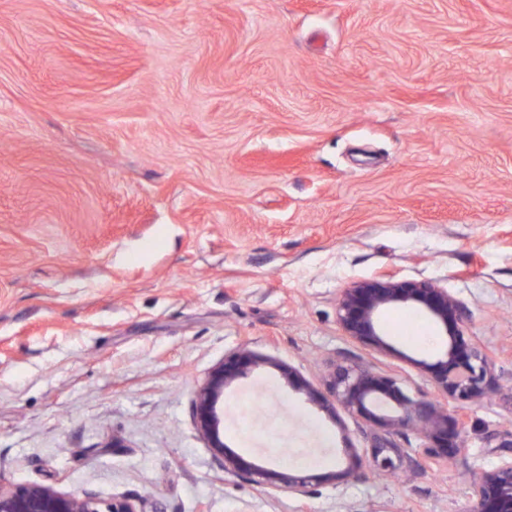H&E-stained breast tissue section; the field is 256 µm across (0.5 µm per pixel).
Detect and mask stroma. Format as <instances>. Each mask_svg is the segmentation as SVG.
<instances>
[{
	"label": "stroma",
	"instance_id": "stroma-1",
	"mask_svg": "<svg viewBox=\"0 0 512 512\" xmlns=\"http://www.w3.org/2000/svg\"><path fill=\"white\" fill-rule=\"evenodd\" d=\"M436 282L498 387L464 454L293 498L225 474L192 415L224 356V443L258 466L364 467L323 388L338 357L433 397L445 344L340 293ZM512 438V0H0V483L146 512H463Z\"/></svg>",
	"mask_w": 512,
	"mask_h": 512
}]
</instances>
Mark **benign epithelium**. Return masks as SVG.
I'll use <instances>...</instances> for the list:
<instances>
[{
  "label": "benign epithelium",
  "instance_id": "obj_1",
  "mask_svg": "<svg viewBox=\"0 0 512 512\" xmlns=\"http://www.w3.org/2000/svg\"><path fill=\"white\" fill-rule=\"evenodd\" d=\"M392 308H409L425 316L446 337L445 348L436 358L417 360L427 375L436 398L408 395L399 383L366 365L345 360L330 364L322 391L296 379L299 387L327 412L341 407L368 427L365 439L371 465L394 471L403 465L419 466L408 449L400 447L394 436L402 430L422 435L424 454L430 459H454L465 450L451 403L463 406L478 400L496 385L495 369L482 349L463 335L461 325L466 309L448 289L433 281L398 279L393 276L356 281L343 289L336 307L337 320L345 335L373 348L388 352L382 318ZM262 359L247 351L224 358L209 373L196 393L193 419L224 472L245 475L259 484L290 496L305 497L318 484L338 479L358 480V469L340 473H317L304 469L283 471L264 469L224 445V390L244 376ZM392 402L398 412L380 415L376 409ZM0 512H145L142 502L127 496L102 500L88 494L63 492L51 486L29 484L5 487L0 484ZM465 512H512V441L500 445L497 462L475 471L469 481Z\"/></svg>",
  "mask_w": 512,
  "mask_h": 512
}]
</instances>
